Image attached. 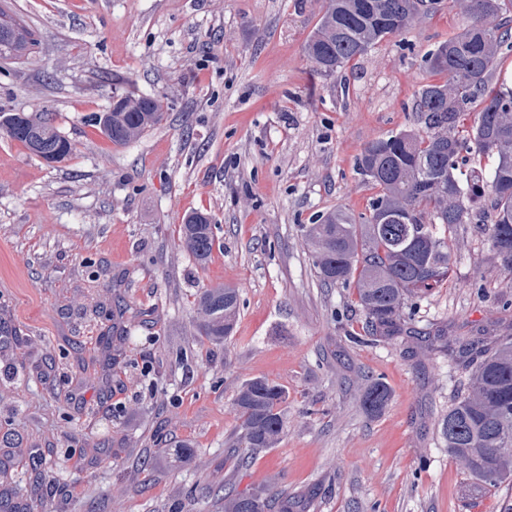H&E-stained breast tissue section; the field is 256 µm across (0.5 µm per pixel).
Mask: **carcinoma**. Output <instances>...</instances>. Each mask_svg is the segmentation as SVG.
I'll return each mask as SVG.
<instances>
[{"label": "carcinoma", "mask_w": 512, "mask_h": 512, "mask_svg": "<svg viewBox=\"0 0 512 512\" xmlns=\"http://www.w3.org/2000/svg\"><path fill=\"white\" fill-rule=\"evenodd\" d=\"M470 24L426 57L444 78L418 91L413 111L422 132L402 129L367 145L356 160L360 175L379 193L358 224L333 210L317 224L301 225L320 281L355 288L368 336L392 339L404 331L406 302L448 282L453 265V228L465 223L472 205L487 195L494 210L487 234L500 265L512 271V88L493 83L501 57L512 52V17L501 0H466ZM427 0H324L322 15L306 43L320 74L333 76L374 44L400 32ZM33 45L30 30L0 13V58L20 59ZM164 105L150 96H121L112 111L94 112L88 123L115 146H124L163 119ZM476 113L463 129L462 117ZM0 111V137L25 145L47 161L73 150L48 112ZM495 158L490 176L477 162ZM184 247L203 264L215 236L211 217H184ZM238 290L218 285L199 296V328L215 343L232 333ZM287 394L255 378L241 385L234 405L240 414L238 443L252 452L272 448L282 437ZM389 390L372 379L360 402L370 414L383 411ZM448 454L481 488L491 491L512 480V340L480 350L468 393L452 404L440 423ZM224 512H290L288 501L224 494Z\"/></svg>", "instance_id": "obj_1"}]
</instances>
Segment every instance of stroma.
<instances>
[{"mask_svg":"<svg viewBox=\"0 0 512 512\" xmlns=\"http://www.w3.org/2000/svg\"><path fill=\"white\" fill-rule=\"evenodd\" d=\"M322 0H0L29 27L0 59V110L52 113L75 150L49 165L0 138V494L22 512H224V489L293 512H512L476 489L439 425L469 388L449 345L506 334L512 273L457 225L442 287L406 308L415 335L361 342L354 289L322 285L299 227L367 213L355 162L416 127L424 58L467 16L440 0L336 75L305 44ZM162 122L112 145L86 123L113 97ZM192 212L215 245L180 242ZM238 288L232 335L201 336L196 299ZM382 378L384 410L359 393ZM288 393L276 447L239 467L240 386ZM188 452L175 456L174 449ZM213 226L211 217L206 213L194 212L184 217L181 228L184 247L200 264L211 257L215 244Z\"/></svg>","mask_w":512,"mask_h":512,"instance_id":"1","label":"stroma"}]
</instances>
